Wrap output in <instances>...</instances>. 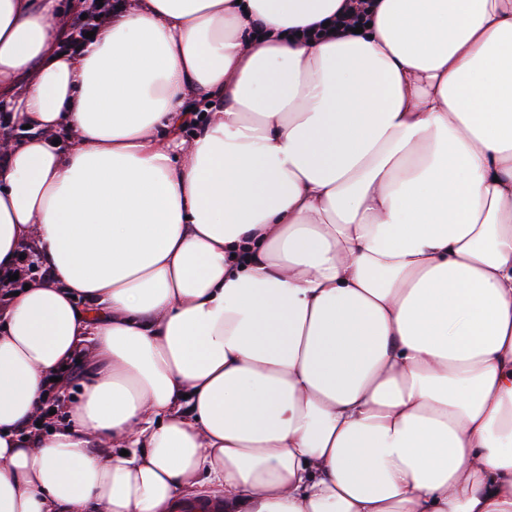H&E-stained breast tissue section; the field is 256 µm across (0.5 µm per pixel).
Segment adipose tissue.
Instances as JSON below:
<instances>
[{"instance_id": "adipose-tissue-1", "label": "adipose tissue", "mask_w": 512, "mask_h": 512, "mask_svg": "<svg viewBox=\"0 0 512 512\" xmlns=\"http://www.w3.org/2000/svg\"><path fill=\"white\" fill-rule=\"evenodd\" d=\"M349 9L0 0V512H512V0ZM90 2V4H87ZM103 6L99 7L98 0H77L78 10L77 21L68 24L62 29V36L57 42V52L71 53L78 52L91 38L86 37V33L96 31L112 12V2L102 0ZM85 19L81 20V16Z\"/></svg>"}]
</instances>
